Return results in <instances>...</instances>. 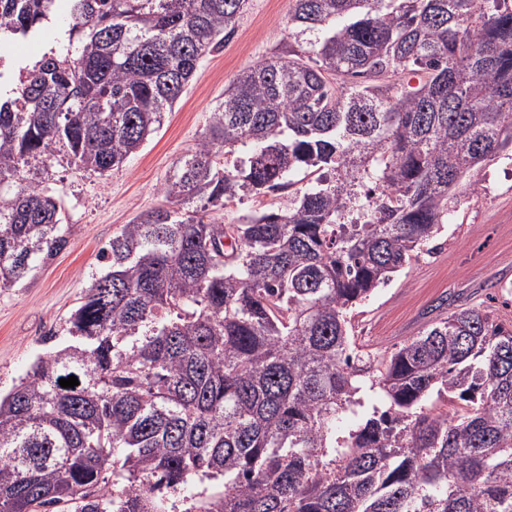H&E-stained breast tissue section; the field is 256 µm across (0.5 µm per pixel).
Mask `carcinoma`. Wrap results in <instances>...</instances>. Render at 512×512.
Returning <instances> with one entry per match:
<instances>
[{"mask_svg": "<svg viewBox=\"0 0 512 512\" xmlns=\"http://www.w3.org/2000/svg\"><path fill=\"white\" fill-rule=\"evenodd\" d=\"M247 5L0 0L3 48L55 44L0 93V292L68 245L53 168L121 166ZM500 156L512 0H291L288 48L224 89L172 206L121 226L69 340L0 396V512H512V320L459 307L380 356L348 318ZM307 169L286 204L209 222ZM365 385L386 407L336 435Z\"/></svg>", "mask_w": 512, "mask_h": 512, "instance_id": "1", "label": "carcinoma"}]
</instances>
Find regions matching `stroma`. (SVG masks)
<instances>
[{"label":"stroma","instance_id":"35a3bbf8","mask_svg":"<svg viewBox=\"0 0 512 512\" xmlns=\"http://www.w3.org/2000/svg\"><path fill=\"white\" fill-rule=\"evenodd\" d=\"M290 0H249L223 50L204 56L163 127L122 167L98 175L76 165L54 169L73 233L34 279L0 292V392L23 377L101 272L98 258L113 234L136 215L165 205L161 187L178 160L203 136L210 113L240 70L280 52L288 43ZM481 193L463 197L430 251L377 288L352 320L357 345L394 351L427 325L448 316L452 303L491 306L512 318V160L487 163Z\"/></svg>","mask_w":512,"mask_h":512}]
</instances>
